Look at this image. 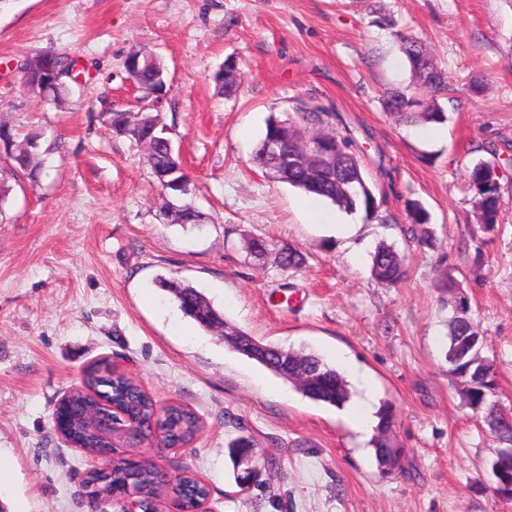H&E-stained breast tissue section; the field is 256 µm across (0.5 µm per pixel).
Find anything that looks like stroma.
<instances>
[{"instance_id":"1","label":"stroma","mask_w":512,"mask_h":512,"mask_svg":"<svg viewBox=\"0 0 512 512\" xmlns=\"http://www.w3.org/2000/svg\"><path fill=\"white\" fill-rule=\"evenodd\" d=\"M402 33L448 75L441 134L383 109L387 88L414 83ZM135 49L166 70L153 113L191 180L167 208L143 146L108 123L139 109L125 68ZM43 56L73 63L59 94L21 85ZM229 58L240 83L230 98L216 79ZM302 101L344 115L376 186L377 216L345 214L351 236L309 223L303 191L251 161L267 119ZM1 123L38 137L42 172L13 176L0 150V452L13 483L0 512L17 499L28 512H90L80 484L92 461L52 417L85 370L106 363L201 418L184 452L146 453L168 470L189 466L212 512H512L491 491L496 444L448 371L452 308L437 288L447 275L460 283L512 412V0H0ZM478 162L501 192L488 233L468 185ZM409 198L428 210L437 248L418 245ZM186 206L206 224L176 223ZM253 237L271 252L250 257ZM382 242L407 259L395 287L371 273ZM284 244L305 253L304 267H278ZM160 276L191 284L257 339L317 354L352 400L372 388L373 412L394 414L401 470H380L343 408L185 319ZM241 435L275 461L245 489L227 449Z\"/></svg>"}]
</instances>
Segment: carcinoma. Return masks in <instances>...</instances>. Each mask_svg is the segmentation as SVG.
I'll list each match as a JSON object with an SVG mask.
<instances>
[{"mask_svg": "<svg viewBox=\"0 0 512 512\" xmlns=\"http://www.w3.org/2000/svg\"><path fill=\"white\" fill-rule=\"evenodd\" d=\"M399 38L411 71L419 76L423 85L435 91L445 89L448 76L437 66H431L423 74L418 71V39L403 34ZM383 104L388 112L405 123H442L447 120L436 98H419L399 87L387 89ZM110 124L115 133L137 143L145 139L154 143V148L146 151L145 161L157 178L161 190L182 194L188 190V176L179 154L167 145L169 137L163 125L140 126L131 112L111 113ZM333 124H344L339 113L322 106L311 107L306 104L297 108L292 119L271 117L254 148L253 163L270 171L279 181L325 198L347 212L362 208L376 217L379 206L369 204L374 195L366 167L351 135L328 134L326 150L336 155L339 163V170L336 172L316 165L306 167L290 160L276 161L265 153L266 140L272 136L282 138L285 149L299 151L302 146L295 138L296 126L308 128ZM0 141L4 143V151L12 161L14 173L29 179L38 177L41 162L38 160L40 144L37 138L30 137L18 144L12 128L0 124ZM469 188L473 195L484 198L483 214L477 216V223L486 232L494 230L495 225L500 223L501 196L499 183L493 179L491 169L484 164L473 166L469 172ZM406 219L410 224L421 228L423 236L418 238L420 246L429 249L436 247L434 234L427 230L429 213L420 202H407ZM380 220H385V217H380ZM276 260L284 270L296 269L304 265L305 256L294 246L283 245L277 251ZM371 272L377 281L386 285H397L407 277L405 258L394 246L381 245L372 255ZM156 283L174 298L185 317L204 330L217 333L225 331L239 336L243 344L253 340V337L228 322L224 312L191 285L164 277L158 278ZM448 339L446 357L449 371L466 382L463 390L466 404L482 415L497 447L512 448V413L497 406L495 372L492 365L480 355L482 337L469 314L463 312L451 317ZM251 359L266 368L276 367L275 374L288 381H296L299 392L313 401L338 407L350 398L348 384L343 376L335 367L315 354L290 350L285 352L281 347L267 344L264 349L255 351ZM99 390L103 395L112 398L117 406L134 410L146 429L159 431L158 444L165 448L173 443L185 444L191 441L198 431L199 419L194 412L180 405H170L159 415L156 413L154 400L137 382L118 374L105 378L96 368L86 373L81 390L72 396V403L92 409L97 405L96 395ZM392 424L394 416L391 410H382L374 444L377 458L387 447L382 435ZM70 433L76 440L88 439L84 453L93 458L100 453V449L96 448L95 438L87 437L88 430L84 422L73 423ZM128 484L135 486L150 502L155 501L163 492L157 485L153 466L148 462L118 464L112 468L110 475L101 469H92L87 473L86 489L91 497L106 499ZM171 491L178 495L182 500V507L188 510L196 506L197 499L207 494L206 487L188 471L176 477Z\"/></svg>", "mask_w": 512, "mask_h": 512, "instance_id": "carcinoma-1", "label": "carcinoma"}]
</instances>
